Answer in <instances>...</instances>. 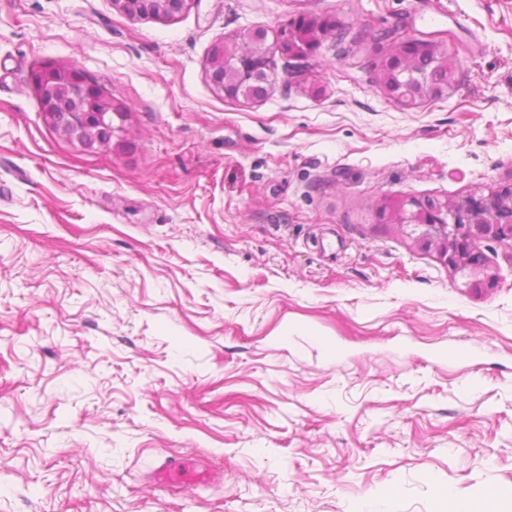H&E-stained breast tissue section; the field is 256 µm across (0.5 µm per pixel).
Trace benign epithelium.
Wrapping results in <instances>:
<instances>
[{
    "mask_svg": "<svg viewBox=\"0 0 512 512\" xmlns=\"http://www.w3.org/2000/svg\"><path fill=\"white\" fill-rule=\"evenodd\" d=\"M191 0H112L117 11L138 18L173 17ZM304 26L286 31L269 43L263 31L248 30L233 39L214 44L206 59L213 85L225 96L252 99L263 84L271 81L275 55L306 57L328 34H337L335 21L309 17ZM373 41L392 45L380 62V80L386 95L412 108L425 99L448 95L455 80L454 64L436 41L401 40L394 30L371 34ZM41 112L52 117L65 111L69 122L59 134L88 149L118 145L121 127L112 116L121 115L106 92L84 71L73 65H47L32 77ZM388 224L409 228V236L422 250H433L448 268L481 273L485 256L477 248L480 240L512 241V186H505L487 199H469L455 205L435 200L403 199L383 209Z\"/></svg>",
    "mask_w": 512,
    "mask_h": 512,
    "instance_id": "benign-epithelium-1",
    "label": "benign epithelium"
}]
</instances>
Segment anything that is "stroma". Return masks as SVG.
Listing matches in <instances>:
<instances>
[{
    "instance_id": "obj_1",
    "label": "stroma",
    "mask_w": 512,
    "mask_h": 512,
    "mask_svg": "<svg viewBox=\"0 0 512 512\" xmlns=\"http://www.w3.org/2000/svg\"><path fill=\"white\" fill-rule=\"evenodd\" d=\"M306 15L340 37L262 99L211 84L213 44ZM379 29L448 33L447 97L391 101ZM49 63L119 147L53 131ZM510 182L512 0H0V512H512V242L479 287L379 216ZM169 457L217 477L156 484ZM192 0H113L117 11L130 16L147 19L150 17H173L187 8ZM147 17V18H145ZM40 110L49 119L56 111H65L69 122L58 133L76 140L88 149L119 145L121 126H114L112 116L121 112L106 92L84 71L73 65H47L32 77Z\"/></svg>"
}]
</instances>
